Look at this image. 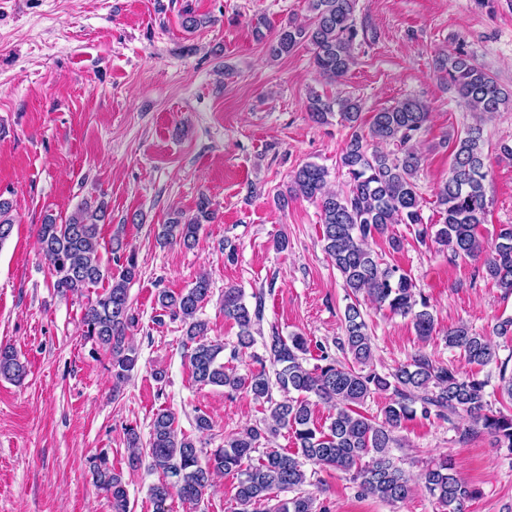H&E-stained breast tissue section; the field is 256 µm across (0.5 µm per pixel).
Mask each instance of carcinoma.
I'll list each match as a JSON object with an SVG mask.
<instances>
[{"label": "carcinoma", "instance_id": "1", "mask_svg": "<svg viewBox=\"0 0 512 512\" xmlns=\"http://www.w3.org/2000/svg\"><path fill=\"white\" fill-rule=\"evenodd\" d=\"M356 5L357 0H309L308 23L290 22L281 28L267 44L270 57L279 59L306 43L312 46L317 73L341 80L354 64L359 37ZM435 68L476 116V123L452 140L448 178L436 190L439 223H424L416 191L421 157L415 141L429 118L428 105L416 98H403L374 113L366 133L359 99H330L310 93L308 110L313 122L325 125L336 117L349 129L339 158V167L348 176L347 187L329 189L328 169L306 162L290 175L287 192L276 195L275 203L281 208L288 206L290 196L319 204L324 251L353 296L344 309V336L338 342L351 363L337 359L318 344L322 364L308 369L303 365L308 339L300 334L284 339L274 333L262 341L273 372L266 371L260 357L256 370L244 374L228 371L220 362L224 344L207 339L208 322L200 317L211 296L209 278L201 275L190 288L159 293L160 310L185 325L194 381L243 390L265 404L268 415L262 425L244 427L206 457L196 440L178 429L175 415L168 410L157 411L145 444L134 427L126 428L129 465L136 468L146 461L148 468L162 475V480L150 489L155 512H168L167 501L174 496L192 512L215 479L230 474L237 479L236 512H316L314 498L303 490L307 461L352 473L364 496L391 503L402 501L412 492L411 478L395 464L391 448L397 444L395 429L416 414L412 408L416 402L421 404L424 416L433 413L449 419L465 414L470 421L468 431L482 430L512 452V414L489 408L485 399L488 381L463 377L425 353L388 374L370 368L373 342L358 296L395 315L411 318L416 332L424 338L435 330L427 301L417 298L411 279L398 267L383 262L369 247L370 240L386 235L392 250H400L401 240L388 235L391 225L414 226L418 242H433L448 249L455 259L482 261L486 277L504 294L512 295V225L500 226L490 241L477 232L490 204L481 122L499 112H512V87L500 85L461 46L438 56ZM390 143L395 146L391 152L378 148ZM11 209L10 201L0 198V245L13 230ZM105 217V204L94 206L84 201L60 224L45 217L38 243L49 262L52 287L60 296H82L106 284L102 292L87 301L82 328L84 336L110 354L117 392L138 361L137 350L126 343V335L135 324L129 286L139 276V266L135 251L127 249L118 238L111 244L112 258L103 260L100 224ZM214 218L210 200L202 196L193 215L176 213L167 223L158 225L156 237L165 243L179 241L189 248L201 225L212 223ZM114 263L120 266L116 275L112 274ZM221 308L224 317L239 328L237 345L243 349L254 346L255 326L263 317L262 296H256L251 309L241 288L226 286ZM444 340L449 348L463 351L470 363L486 366L497 360L496 346L463 323L448 329ZM0 376L18 382L26 376V365L8 345H0ZM275 387L284 394L280 400L273 398ZM388 390L396 399L383 408L382 419L360 411L372 394ZM311 394L336 409L325 429L312 420ZM283 429L293 434L296 451L270 449L253 458L262 440ZM90 474L95 488L110 500L113 512H130L126 482L122 473L109 465L107 453L101 451L90 458ZM419 480L443 512H465L467 502L474 497L446 456L425 469ZM282 493L290 497L282 499Z\"/></svg>", "mask_w": 512, "mask_h": 512}]
</instances>
